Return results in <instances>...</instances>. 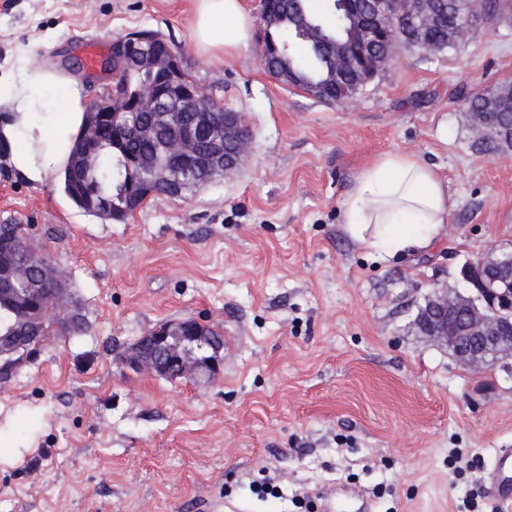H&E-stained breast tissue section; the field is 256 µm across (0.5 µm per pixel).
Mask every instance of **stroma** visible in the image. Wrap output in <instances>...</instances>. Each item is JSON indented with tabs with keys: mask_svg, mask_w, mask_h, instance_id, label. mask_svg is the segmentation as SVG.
<instances>
[{
	"mask_svg": "<svg viewBox=\"0 0 512 512\" xmlns=\"http://www.w3.org/2000/svg\"><path fill=\"white\" fill-rule=\"evenodd\" d=\"M195 0H0V76L19 52L76 79L88 101L111 79L66 68L77 42L152 29L210 96L242 113L241 167L126 221L79 209L58 177L35 185L0 145V224H23L83 330L0 358V512H480L512 448V358L472 366L417 328L462 267L512 252V151L480 150L469 96L512 82V9L456 46L398 47L354 99L282 84L259 41L205 57ZM407 152L448 179L430 249L384 259L358 246L342 206L360 171ZM193 317L221 330L219 374L134 371L130 346ZM472 460L461 476L448 454ZM271 480L279 495L258 496Z\"/></svg>",
	"mask_w": 512,
	"mask_h": 512,
	"instance_id": "1",
	"label": "stroma"
}]
</instances>
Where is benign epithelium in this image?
<instances>
[{
	"instance_id": "1",
	"label": "benign epithelium",
	"mask_w": 512,
	"mask_h": 512,
	"mask_svg": "<svg viewBox=\"0 0 512 512\" xmlns=\"http://www.w3.org/2000/svg\"><path fill=\"white\" fill-rule=\"evenodd\" d=\"M433 0H371L370 10L362 13L355 0H337L336 9L343 10L353 25L360 55L365 65L356 71L354 83L365 84L384 71L394 56L398 40L395 29L408 17L421 16L427 23L434 20L431 11ZM481 0H448V10H456L463 21L453 33L454 42L463 40L471 26L488 21L487 8L479 6ZM338 81L342 88L347 81L349 56L346 43L336 41L333 56ZM127 67L133 72L161 70L166 75L163 85L151 82L142 84L135 99L136 111L159 112L161 121L169 130L167 151L180 167L188 171L204 170L208 173H231L241 165L247 151L249 136L240 113L225 107L202 94L199 86L187 78L179 54L173 48L159 55L147 50L131 54ZM501 91L491 89L481 94L482 104L470 109L469 116L477 134L499 141L503 149L512 150V137L506 139L488 124L485 112L494 108ZM89 112L109 114L116 121L129 112L127 98L110 92L95 102ZM186 112L196 113L194 123L182 122ZM213 129V147L205 155L194 151V142L203 130ZM173 188L170 171L154 172L152 179L141 184L136 198L168 197ZM21 251L25 262L8 272L4 283L15 288L23 283L27 288H43L49 280H56L52 266L43 259L34 258L28 237L11 240L0 238V253ZM497 253L487 252L474 263L462 268V277L469 288V295H453L438 291L428 303L425 316L427 332L441 343L448 345L466 342L458 358L466 362H485V356L497 352L501 359L512 357V273L497 269ZM60 303L48 301L38 308L31 306L38 327L50 321L72 324L75 315L59 311ZM213 328L194 319L185 318L156 325L131 346L128 361L131 367L146 370L159 376L177 379L190 378L200 372L218 373L222 364V349L214 345Z\"/></svg>"
}]
</instances>
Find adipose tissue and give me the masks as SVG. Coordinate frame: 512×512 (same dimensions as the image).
I'll use <instances>...</instances> for the list:
<instances>
[{
  "instance_id": "obj_1",
  "label": "adipose tissue",
  "mask_w": 512,
  "mask_h": 512,
  "mask_svg": "<svg viewBox=\"0 0 512 512\" xmlns=\"http://www.w3.org/2000/svg\"><path fill=\"white\" fill-rule=\"evenodd\" d=\"M247 0H197L194 41L201 52L236 55L252 39ZM0 141L12 146V166L31 183L65 167L87 109L77 81L33 67L18 56L0 77ZM450 210L448 181L437 167L407 153H387L365 167L343 203L345 230L362 248L394 255L429 248Z\"/></svg>"
}]
</instances>
